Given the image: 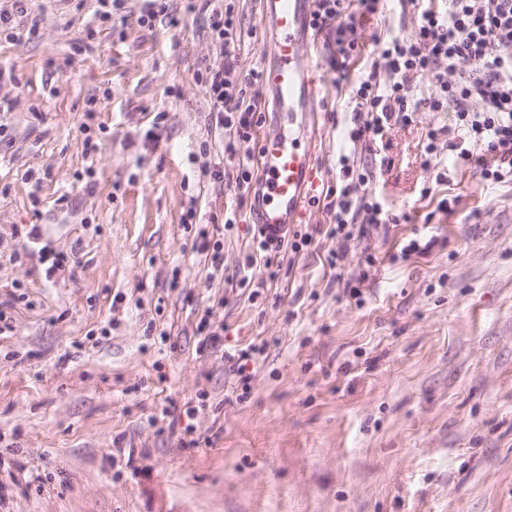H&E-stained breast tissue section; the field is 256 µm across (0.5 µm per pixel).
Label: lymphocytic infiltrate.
<instances>
[{
    "mask_svg": "<svg viewBox=\"0 0 512 512\" xmlns=\"http://www.w3.org/2000/svg\"><path fill=\"white\" fill-rule=\"evenodd\" d=\"M379 0H313L310 26L336 33L332 64L345 71L361 51L355 24L357 11L374 13ZM210 28L224 61L199 74L237 157L239 182L253 178L254 129L262 112L257 70L241 71L236 48L242 29L232 5L213 10ZM381 61L354 84L348 110L351 141L386 139L392 126L408 125L415 112H450L454 122L430 129L422 165L446 175L445 158L455 153L461 165L477 164L483 180L512 182V0H448L447 10H422L415 36H391ZM343 180L328 192L324 208L332 213L334 234L350 241L355 229L403 223L402 215L383 205L362 187L374 178L368 167L339 154Z\"/></svg>",
    "mask_w": 512,
    "mask_h": 512,
    "instance_id": "f902f5d3",
    "label": "lymphocytic infiltrate"
}]
</instances>
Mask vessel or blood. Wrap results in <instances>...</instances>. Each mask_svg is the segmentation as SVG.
Returning <instances> with one entry per match:
<instances>
[{
	"mask_svg": "<svg viewBox=\"0 0 512 512\" xmlns=\"http://www.w3.org/2000/svg\"><path fill=\"white\" fill-rule=\"evenodd\" d=\"M260 2L261 21L273 34V63L263 78L276 94L280 125L262 136L250 194L260 227L272 234L303 215L314 152L287 135L285 127L309 121L316 112L320 77L303 37L312 0Z\"/></svg>",
	"mask_w": 512,
	"mask_h": 512,
	"instance_id": "b4317fda",
	"label": "vessel or blood"
}]
</instances>
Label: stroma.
<instances>
[{
  "label": "stroma",
  "instance_id": "stroma-1",
  "mask_svg": "<svg viewBox=\"0 0 512 512\" xmlns=\"http://www.w3.org/2000/svg\"><path fill=\"white\" fill-rule=\"evenodd\" d=\"M167 5L148 28L142 0L105 24L95 0H29L0 40V512H512V184L450 167L437 211L420 152L452 113L382 149L339 113L413 14L363 18L344 79L309 37L317 172L287 233L310 242L270 273L197 79L223 61L209 14ZM235 11L240 69L265 70L258 0ZM349 146L409 220L343 246L320 200ZM418 233L435 248L402 258Z\"/></svg>",
  "mask_w": 512,
  "mask_h": 512
}]
</instances>
